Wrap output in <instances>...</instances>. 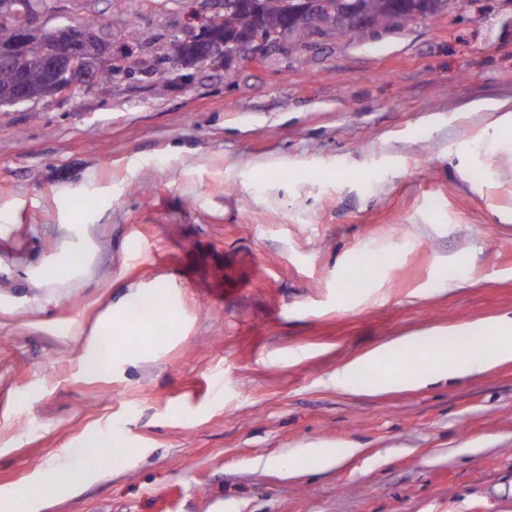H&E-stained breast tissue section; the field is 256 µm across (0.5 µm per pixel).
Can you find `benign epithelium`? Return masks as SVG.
I'll return each instance as SVG.
<instances>
[{"label": "benign epithelium", "instance_id": "obj_1", "mask_svg": "<svg viewBox=\"0 0 512 512\" xmlns=\"http://www.w3.org/2000/svg\"><path fill=\"white\" fill-rule=\"evenodd\" d=\"M42 5L43 0H0V26L14 34L12 43L0 49V63L16 66L29 42L36 39L43 45L44 65L49 75L43 91L35 97L28 93L22 77H17L15 89L0 96L1 107L46 98L74 99L95 88L99 75L105 71L124 73L130 69L134 73H148L154 69L150 60L135 55L131 49L112 52L110 30L90 31L81 22L52 28L37 24ZM227 8L241 16L236 33L224 36L222 11L193 15V35L174 41V56L166 69L165 87L187 81L191 77L187 73L189 69L199 71L220 63L229 67L246 59L260 64L271 53H289L294 50V43L285 32L298 24L304 25L311 38L332 34L325 20L323 0H301L285 23L273 31L262 23L260 8L254 0H234ZM342 10L351 31H368L374 27L371 17L354 0L343 4ZM432 16V3L427 2L410 11L394 8L391 18L393 26L400 27Z\"/></svg>", "mask_w": 512, "mask_h": 512}]
</instances>
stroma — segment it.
<instances>
[{
  "instance_id": "obj_1",
  "label": "stroma",
  "mask_w": 512,
  "mask_h": 512,
  "mask_svg": "<svg viewBox=\"0 0 512 512\" xmlns=\"http://www.w3.org/2000/svg\"><path fill=\"white\" fill-rule=\"evenodd\" d=\"M189 0L137 18L170 66ZM323 38L157 91L0 107V495L32 512H512V362L379 394L329 384L398 336L512 316V0ZM121 50L125 0H84ZM78 254L68 279L40 271ZM178 319L122 328L134 290ZM91 433L128 455L71 494ZM352 449L325 469L277 460ZM113 342V344H112ZM112 347V353L110 355H102L96 351L108 352ZM96 348V349H95ZM125 350L123 342L119 339H114L112 331L109 328H102L96 337V346L84 359V369L86 372L96 374L102 370L109 368L112 358L119 355ZM87 471L82 465L71 466L64 463L49 466L41 474L42 487L59 491L71 490L84 479Z\"/></svg>"
}]
</instances>
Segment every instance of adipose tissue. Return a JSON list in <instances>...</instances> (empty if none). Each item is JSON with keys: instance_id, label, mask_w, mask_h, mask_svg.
I'll return each instance as SVG.
<instances>
[{"instance_id": "adipose-tissue-1", "label": "adipose tissue", "mask_w": 512, "mask_h": 512, "mask_svg": "<svg viewBox=\"0 0 512 512\" xmlns=\"http://www.w3.org/2000/svg\"><path fill=\"white\" fill-rule=\"evenodd\" d=\"M425 355L426 361L405 368L396 365L397 357ZM512 361V317L471 325L464 331H440L400 336L352 361L336 372V385L359 392H379L390 388L425 386L442 379L460 378ZM81 464H56L42 474L44 486L59 491L73 489L87 470L86 461L109 468L126 454L119 440L101 434L86 438L76 451Z\"/></svg>"}]
</instances>
